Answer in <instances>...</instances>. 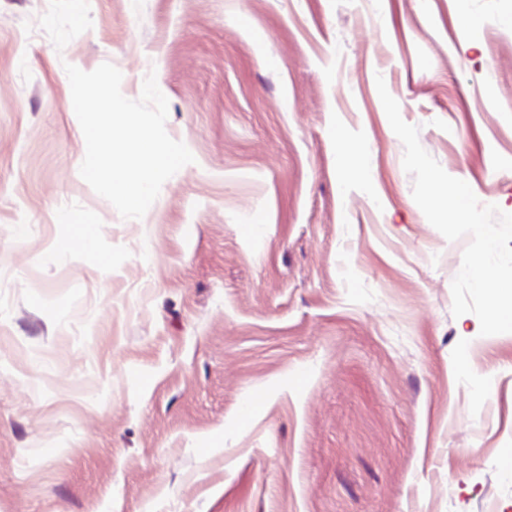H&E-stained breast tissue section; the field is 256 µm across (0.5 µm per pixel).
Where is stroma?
Listing matches in <instances>:
<instances>
[{"instance_id": "35a3bbf8", "label": "stroma", "mask_w": 512, "mask_h": 512, "mask_svg": "<svg viewBox=\"0 0 512 512\" xmlns=\"http://www.w3.org/2000/svg\"><path fill=\"white\" fill-rule=\"evenodd\" d=\"M105 62L195 158L140 219L79 173ZM379 75L512 213V0H0V512H512V333Z\"/></svg>"}]
</instances>
